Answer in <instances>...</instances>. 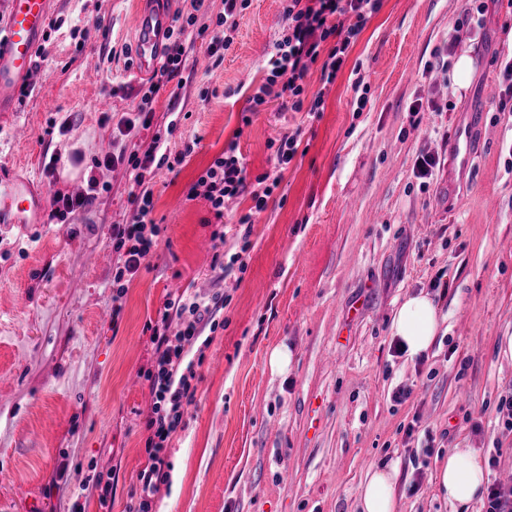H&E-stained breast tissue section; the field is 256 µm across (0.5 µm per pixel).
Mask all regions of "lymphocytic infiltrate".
<instances>
[{
  "label": "lymphocytic infiltrate",
  "instance_id": "lymphocytic-infiltrate-1",
  "mask_svg": "<svg viewBox=\"0 0 512 512\" xmlns=\"http://www.w3.org/2000/svg\"><path fill=\"white\" fill-rule=\"evenodd\" d=\"M192 16L176 15L166 38V60L160 70L158 82L151 84L141 97L142 107L136 117L125 118L119 133L135 136L137 117L145 116V107L154 96L175 77L184 65L186 49L181 41L187 26L194 22L198 12H214V0H190ZM380 8V0H289L285 9L288 32L275 45L271 58V73L252 96L253 106L276 99L288 104L294 111L301 110L305 88L303 80L311 64L321 66L324 83H333L346 62L348 54L369 17ZM167 137L155 133L150 143L140 151L129 154H109L104 164L127 163L137 187L133 202L135 214L130 223L112 228V249L119 254L121 263L112 278V311L120 313L124 297L123 279L133 277L142 260L151 252L161 232L151 217L153 210L152 181L157 169L169 162L165 154ZM297 152L295 138L281 139L274 154V164L264 187L249 188L243 163L234 151L224 152L216 158L199 180L204 196L216 215H223L224 201L250 194L255 211L265 210L273 184L279 183L282 173ZM224 305L222 297L204 298L197 294L181 293L168 298L152 328L155 346L154 359L146 377L153 395V409L147 421L150 435L146 442L147 465L138 474V498L129 512H152L154 495L161 483L170 477L171 466L165 450L177 431L186 406L195 394L196 363L189 354L194 347H207L203 327L213 321ZM179 320L178 330H171V320Z\"/></svg>",
  "mask_w": 512,
  "mask_h": 512
}]
</instances>
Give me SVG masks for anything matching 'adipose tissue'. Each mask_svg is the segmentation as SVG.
Wrapping results in <instances>:
<instances>
[{"mask_svg": "<svg viewBox=\"0 0 512 512\" xmlns=\"http://www.w3.org/2000/svg\"><path fill=\"white\" fill-rule=\"evenodd\" d=\"M443 320L435 299L418 293L406 296L393 313L389 331L411 359L427 355ZM397 468L373 467L359 489L360 512H397L395 485ZM487 468L476 448H452L436 471V485L448 500L451 512H468L481 496Z\"/></svg>", "mask_w": 512, "mask_h": 512, "instance_id": "obj_1", "label": "adipose tissue"}]
</instances>
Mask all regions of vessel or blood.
<instances>
[{
	"instance_id": "b4317fda",
	"label": "vessel or blood",
	"mask_w": 512,
	"mask_h": 512,
	"mask_svg": "<svg viewBox=\"0 0 512 512\" xmlns=\"http://www.w3.org/2000/svg\"><path fill=\"white\" fill-rule=\"evenodd\" d=\"M148 2L135 17V70L140 75L157 65L165 34L173 23L170 0ZM53 5L54 0H7L5 23L0 26V112H14L19 107V92L32 78ZM480 125V113L469 112L457 127L449 146V195H456L468 170ZM46 208L44 185L14 169H0V224L42 223Z\"/></svg>"
}]
</instances>
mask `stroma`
Instances as JSON below:
<instances>
[{
  "label": "stroma",
  "mask_w": 512,
  "mask_h": 512,
  "mask_svg": "<svg viewBox=\"0 0 512 512\" xmlns=\"http://www.w3.org/2000/svg\"><path fill=\"white\" fill-rule=\"evenodd\" d=\"M287 4L248 0L220 61L201 33L214 14L188 28L181 80L162 87L135 139L170 129L168 153L186 158L158 172L161 234L116 317L110 236L131 222L135 186L125 166L92 160L151 82L133 55L142 0H56L62 26L43 44L33 92L0 115V168H25L51 193H84L92 177L101 191L69 223L0 226V512L33 501L38 512H127L147 463L149 324L186 289L222 294L224 308L165 450L171 477L155 512H358L360 484L385 464L399 471L398 512H449L435 471L452 448L481 449L489 483L512 490V432L499 412L512 392L500 352L512 336V112L499 109L497 63L512 53V10L381 0L333 83L310 65L304 84L322 93V111L277 100L254 110ZM463 53L472 71L461 87L451 64ZM473 108L482 130L452 198L448 145ZM66 116L67 130L49 132ZM285 136L297 153L264 211L245 194L219 219L192 194L230 148L255 184ZM421 155L439 161L431 178L414 171ZM50 156L62 163L52 173ZM220 252L242 265L221 266ZM419 291L446 317L421 361L389 334L396 307ZM279 349L291 353L282 370L271 363ZM63 465L69 484L57 489ZM99 472L112 476L105 507L77 495Z\"/></svg>",
  "instance_id": "obj_1"
}]
</instances>
